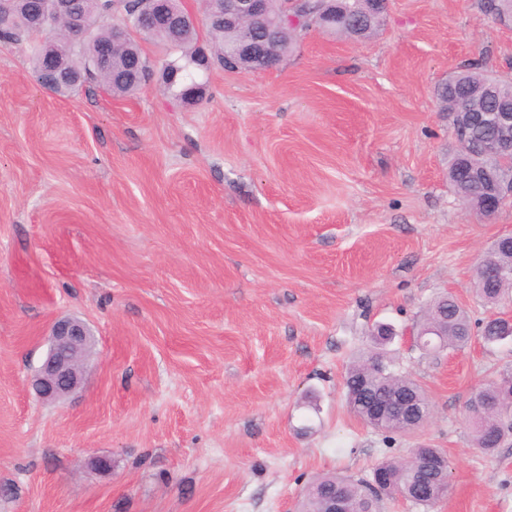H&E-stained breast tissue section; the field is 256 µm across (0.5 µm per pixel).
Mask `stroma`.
Returning a JSON list of instances; mask_svg holds the SVG:
<instances>
[{
	"instance_id": "1",
	"label": "stroma",
	"mask_w": 512,
	"mask_h": 512,
	"mask_svg": "<svg viewBox=\"0 0 512 512\" xmlns=\"http://www.w3.org/2000/svg\"><path fill=\"white\" fill-rule=\"evenodd\" d=\"M487 3L389 0L365 38L310 30L274 69L213 68L195 106L156 79L61 97L0 43V512H295L317 477L418 447L446 453V495L379 512H512V441L477 453L466 413L512 342L408 334L447 294L490 317L475 266L512 232V204L486 220L449 184L436 95L475 62L512 78ZM67 316L96 347L47 402L31 382ZM380 323L431 404L390 441L343 386Z\"/></svg>"
}]
</instances>
